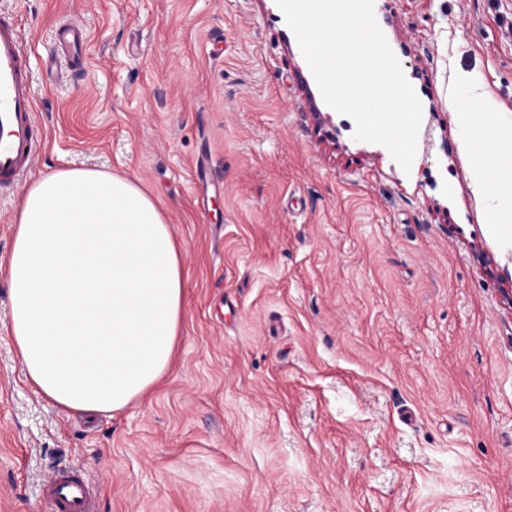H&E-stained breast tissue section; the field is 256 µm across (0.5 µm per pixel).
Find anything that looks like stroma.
<instances>
[{
    "instance_id": "35a3bbf8",
    "label": "stroma",
    "mask_w": 512,
    "mask_h": 512,
    "mask_svg": "<svg viewBox=\"0 0 512 512\" xmlns=\"http://www.w3.org/2000/svg\"><path fill=\"white\" fill-rule=\"evenodd\" d=\"M36 58L83 22L81 70H34L45 130L0 190L135 179L185 247L169 372L113 416L26 383L0 276V512L65 470L97 512H512V239L486 222L453 107L512 132V0H374L422 108L403 170L326 104L277 0H0Z\"/></svg>"
}]
</instances>
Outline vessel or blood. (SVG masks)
<instances>
[{"label": "vessel or blood", "mask_w": 512, "mask_h": 512, "mask_svg": "<svg viewBox=\"0 0 512 512\" xmlns=\"http://www.w3.org/2000/svg\"><path fill=\"white\" fill-rule=\"evenodd\" d=\"M83 26L62 23L55 48L65 55H85ZM43 133L36 119L31 50L12 15H0V189L13 188L28 172ZM50 512H95L89 484L80 476L61 473L44 489Z\"/></svg>", "instance_id": "b4317fda"}]
</instances>
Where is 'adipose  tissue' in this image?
<instances>
[{
    "mask_svg": "<svg viewBox=\"0 0 512 512\" xmlns=\"http://www.w3.org/2000/svg\"><path fill=\"white\" fill-rule=\"evenodd\" d=\"M494 171L476 189L512 202V134L487 107L461 113ZM0 275L25 380L65 411L109 414L147 398L170 368L184 315L183 245L132 178L70 167L26 188Z\"/></svg>",
    "mask_w": 512,
    "mask_h": 512,
    "instance_id": "1",
    "label": "adipose tissue"
}]
</instances>
